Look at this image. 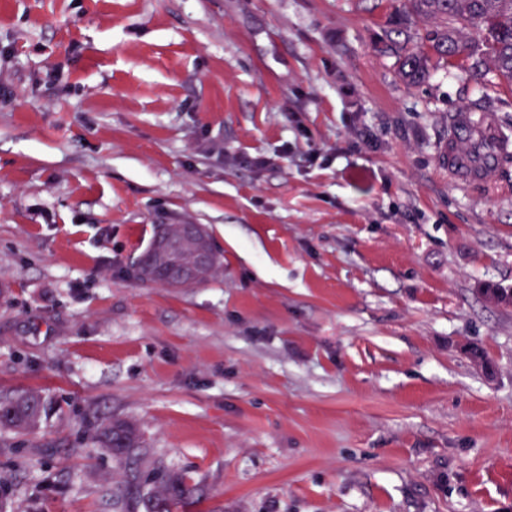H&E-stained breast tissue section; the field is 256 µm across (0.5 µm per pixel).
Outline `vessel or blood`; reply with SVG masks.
<instances>
[{
	"mask_svg": "<svg viewBox=\"0 0 512 512\" xmlns=\"http://www.w3.org/2000/svg\"><path fill=\"white\" fill-rule=\"evenodd\" d=\"M442 160L450 179L494 187L501 156L512 153V138L499 128L491 112H459L449 121Z\"/></svg>",
	"mask_w": 512,
	"mask_h": 512,
	"instance_id": "vessel-or-blood-1",
	"label": "vessel or blood"
}]
</instances>
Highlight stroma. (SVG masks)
Instances as JSON below:
<instances>
[{
  "label": "stroma",
  "mask_w": 512,
  "mask_h": 512,
  "mask_svg": "<svg viewBox=\"0 0 512 512\" xmlns=\"http://www.w3.org/2000/svg\"><path fill=\"white\" fill-rule=\"evenodd\" d=\"M390 0H0L7 512H116L137 423L177 512H512V164L462 188L448 117L512 87L403 81ZM207 229L190 288L137 279ZM493 363L486 375L465 349ZM158 231L151 244L155 241ZM175 234H177V236H174ZM175 238L181 240L204 239L206 242L205 246L200 247L196 252V265L202 268L214 261L216 257L214 246L213 244L211 245L206 230L200 224H167L154 242L151 252H161L167 246L168 242ZM42 398L36 392L0 402V426H8L19 432L36 429L41 420Z\"/></svg>",
  "instance_id": "stroma-1"
}]
</instances>
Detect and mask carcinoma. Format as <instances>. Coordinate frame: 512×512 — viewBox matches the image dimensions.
<instances>
[{"label":"carcinoma","instance_id":"carcinoma-1","mask_svg":"<svg viewBox=\"0 0 512 512\" xmlns=\"http://www.w3.org/2000/svg\"><path fill=\"white\" fill-rule=\"evenodd\" d=\"M429 19L441 21L440 28L426 33L424 41H414L411 25ZM387 40L399 46L400 75L409 83L423 80L432 58L461 62L482 74L491 64L497 74L512 84V0H406L399 25L389 29ZM42 398L36 392L0 402V426L30 432L41 420ZM99 442L112 450L130 471L122 493L121 509L135 512H174L189 496L192 487L179 473H164L158 485L139 479L137 464L148 456L136 426L127 421L102 425Z\"/></svg>","mask_w":512,"mask_h":512}]
</instances>
